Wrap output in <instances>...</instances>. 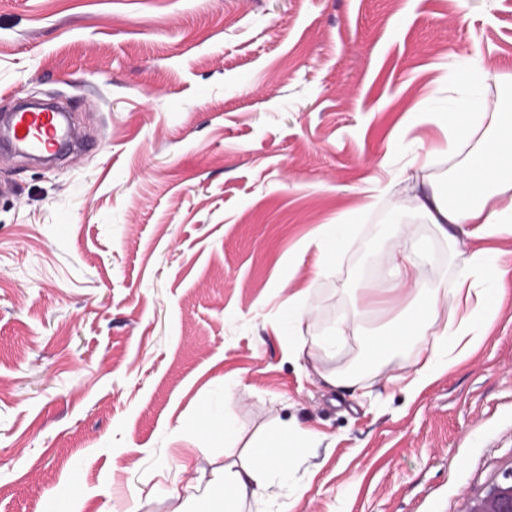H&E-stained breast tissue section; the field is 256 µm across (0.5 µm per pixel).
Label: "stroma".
Returning <instances> with one entry per match:
<instances>
[{"label": "stroma", "mask_w": 512, "mask_h": 512, "mask_svg": "<svg viewBox=\"0 0 512 512\" xmlns=\"http://www.w3.org/2000/svg\"><path fill=\"white\" fill-rule=\"evenodd\" d=\"M460 66L512 102V0H0V113L54 98L92 141L51 167L0 157V512H175L284 422L309 446L263 512H466L502 481L512 233L447 373L396 382L429 335L366 348L393 254L433 288L475 245L417 208L455 165L424 115L463 96ZM339 220L354 243L329 269L315 241ZM292 296L299 358L277 333Z\"/></svg>", "instance_id": "stroma-1"}]
</instances>
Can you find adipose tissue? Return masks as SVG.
<instances>
[{"label": "adipose tissue", "mask_w": 512, "mask_h": 512, "mask_svg": "<svg viewBox=\"0 0 512 512\" xmlns=\"http://www.w3.org/2000/svg\"><path fill=\"white\" fill-rule=\"evenodd\" d=\"M433 120L457 164L451 193L424 194L419 210L443 234L463 224L471 225L472 236L479 239L512 229V113L475 112L461 104L434 113ZM504 276L496 252L477 249L458 272L454 287L416 290L387 335L371 341L372 359L381 360L414 337L433 332L432 347L412 362L409 382L413 388L426 386L455 366L480 338ZM446 300L452 301L455 316L441 325L437 313ZM306 444V435L286 424L266 433L242 462L227 464L215 474L203 495V512H244L272 486L287 483L292 462Z\"/></svg>", "instance_id": "1"}]
</instances>
